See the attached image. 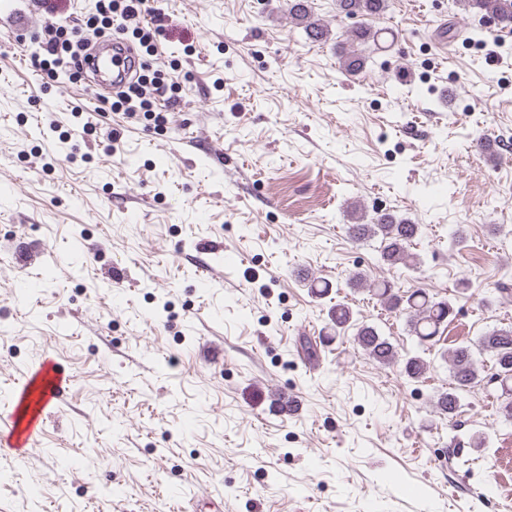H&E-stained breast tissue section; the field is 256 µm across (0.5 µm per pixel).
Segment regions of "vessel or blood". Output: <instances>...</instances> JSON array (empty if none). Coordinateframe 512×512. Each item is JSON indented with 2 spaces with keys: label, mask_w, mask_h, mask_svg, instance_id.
I'll list each match as a JSON object with an SVG mask.
<instances>
[{
  "label": "vessel or blood",
  "mask_w": 512,
  "mask_h": 512,
  "mask_svg": "<svg viewBox=\"0 0 512 512\" xmlns=\"http://www.w3.org/2000/svg\"><path fill=\"white\" fill-rule=\"evenodd\" d=\"M136 65L134 49L116 38L95 48L86 63L93 72L95 86L106 93L125 83ZM68 384V376L57 368L52 358H44L34 366L18 388L17 397L32 398L36 411L23 427L18 424L16 412L0 414V449L14 453L33 446Z\"/></svg>",
  "instance_id": "obj_1"
}]
</instances>
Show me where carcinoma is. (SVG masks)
Masks as SVG:
<instances>
[{
    "mask_svg": "<svg viewBox=\"0 0 512 512\" xmlns=\"http://www.w3.org/2000/svg\"><path fill=\"white\" fill-rule=\"evenodd\" d=\"M466 13L482 14L501 24H512V0H459ZM389 0H336V12L359 19V25L349 34L351 42L365 44L375 41L371 21L382 17L389 9ZM288 20L303 26L309 39L319 41L329 35V30L312 19L309 0H289ZM349 237L355 242L379 241L383 261L391 266L415 268L418 256L410 245L420 232V225L408 219H398L389 213H378L369 224L347 225ZM348 285L364 288L377 299L381 307L405 319L410 335L416 338L418 351L406 354L403 371L415 380L425 378L430 369L422 353L430 350L441 327L453 315V306L446 299H436L424 288L403 291L388 280H368L356 272L349 277ZM330 329L336 335L345 333L355 325L352 309L338 303L329 310ZM355 342L372 360L389 365L398 358L392 343L373 326L357 327ZM479 350L488 355L489 364L481 363L469 345H460L448 351V365L452 381L448 390L434 399L436 413L453 419L461 407V396L476 387L483 372L491 371L490 380L496 384L499 413L512 419V324L493 329L479 338Z\"/></svg>",
    "mask_w": 512,
    "mask_h": 512,
    "instance_id": "1",
    "label": "carcinoma"
}]
</instances>
